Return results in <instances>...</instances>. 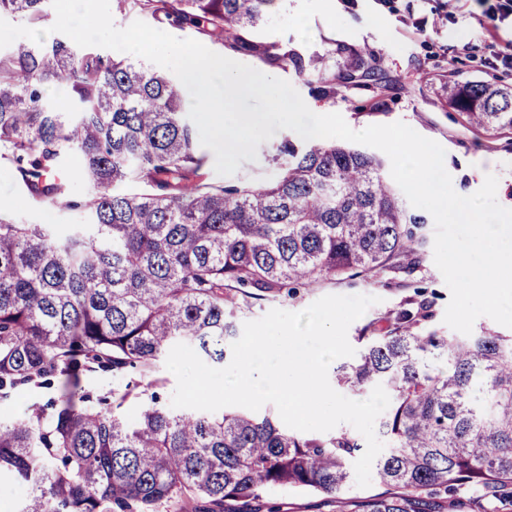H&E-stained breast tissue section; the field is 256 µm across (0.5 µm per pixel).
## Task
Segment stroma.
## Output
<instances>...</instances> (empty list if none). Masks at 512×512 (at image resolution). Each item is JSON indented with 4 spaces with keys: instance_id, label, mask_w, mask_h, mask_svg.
I'll return each instance as SVG.
<instances>
[{
    "instance_id": "35a3bbf8",
    "label": "stroma",
    "mask_w": 512,
    "mask_h": 512,
    "mask_svg": "<svg viewBox=\"0 0 512 512\" xmlns=\"http://www.w3.org/2000/svg\"><path fill=\"white\" fill-rule=\"evenodd\" d=\"M255 39H279L313 52H325L333 41L357 48H369L381 58L382 67L401 83L391 90L366 87L338 88L335 99L317 97L312 84L298 78L291 69H270V76L288 81L307 106L317 114L339 113L356 131L375 124L401 121L422 136L438 142L446 151L445 167L455 191L462 195L476 192L486 174L498 178L496 197L500 205L512 204V131L491 133L471 128L462 114L445 107L440 82L490 81L512 74L491 69L490 63L512 45V22L492 21L483 14L479 0H284L274 9L267 24L254 34ZM428 73V82L418 79ZM288 130L276 131L260 144L256 160H244L239 170L219 177L214 160H207L204 171L211 181L233 185L242 181L261 183L276 171L274 157L278 147L291 138ZM0 212L31 224H50L59 235L71 225L86 223L81 210L59 204L33 202L17 180L10 165L0 160ZM365 294L378 297L363 320L354 321L349 336H357L364 321L394 315L409 301L433 300L435 326L444 329L442 317L450 291L434 264L432 246H425L424 260L413 274L387 271L373 279H346L321 286L301 288L292 298L277 301L274 307L298 312L317 299L329 295ZM263 301L252 302L241 321H253L273 307ZM165 378L163 401H170L176 378L165 365L153 375L136 371L101 370L80 374L75 391L92 402L111 401L127 383H148L151 376ZM64 388L63 378L53 386L35 382L19 387L12 397L0 403V416L21 415L35 407H46ZM266 512H333L318 494L295 490H274L263 497Z\"/></svg>"
}]
</instances>
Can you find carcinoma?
Returning a JSON list of instances; mask_svg holds the SVG:
<instances>
[{
    "instance_id": "obj_1",
    "label": "carcinoma",
    "mask_w": 512,
    "mask_h": 512,
    "mask_svg": "<svg viewBox=\"0 0 512 512\" xmlns=\"http://www.w3.org/2000/svg\"><path fill=\"white\" fill-rule=\"evenodd\" d=\"M51 0H0L38 29ZM278 0H117L122 12L185 24L229 53L291 67L324 99L336 86L397 85L376 55L344 42L305 56L256 42ZM64 84L69 104L46 100ZM445 106L487 132L512 130V84L444 83ZM173 80L141 62L104 58L57 38L0 49V159L39 203L64 201L54 177L80 159L94 189L89 219L60 237L49 224L0 214V399L36 379L97 368L151 373L175 344L221 362L239 336L240 301H276L311 286L385 269L412 273L424 219L407 208L383 159L325 140L284 144L262 184L224 185L205 156ZM421 301L367 324L357 358L336 368L361 393L382 385L390 404L375 464L384 492L343 498L363 440L350 432L296 433L279 416L234 406L220 415L176 411L155 378L127 385L112 408L63 393L0 419V470L29 487L20 512H157L188 496L198 512H261L262 494H324L336 512H441L437 497L468 487L475 512L512 508V335L484 328L450 336L429 327ZM444 357L448 367L434 370ZM138 404L135 419L119 409Z\"/></svg>"
}]
</instances>
